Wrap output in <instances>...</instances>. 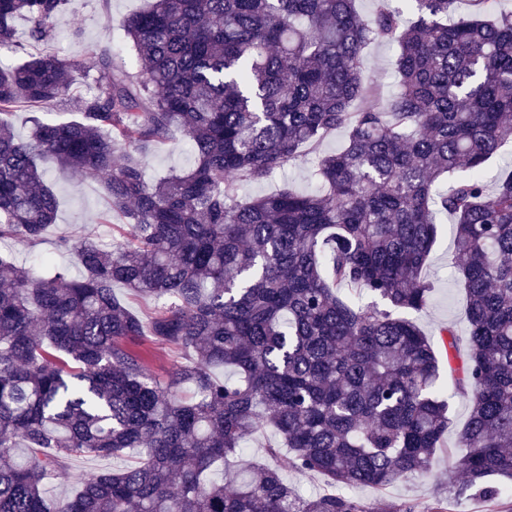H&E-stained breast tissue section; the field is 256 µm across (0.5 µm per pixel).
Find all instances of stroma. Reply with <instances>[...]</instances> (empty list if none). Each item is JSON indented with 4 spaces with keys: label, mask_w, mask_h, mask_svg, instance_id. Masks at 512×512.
I'll list each match as a JSON object with an SVG mask.
<instances>
[{
    "label": "stroma",
    "mask_w": 512,
    "mask_h": 512,
    "mask_svg": "<svg viewBox=\"0 0 512 512\" xmlns=\"http://www.w3.org/2000/svg\"><path fill=\"white\" fill-rule=\"evenodd\" d=\"M149 0H110L108 9H101L99 0H71V4L57 21L58 37L53 44L54 52L63 60L80 61L97 48H111L116 59L129 54L124 34L126 18L144 8ZM81 27V35H74V27ZM397 48L394 44L383 43L371 46L366 51L365 66L371 80L379 86L384 96H391L398 90V79L394 70ZM342 133H334L325 139L318 149L287 164L272 179L247 185L243 193L260 196L272 193L282 181H290L301 191H313L318 187L312 173L320 154L335 149L342 141ZM195 157L189 142L177 136L152 149L146 157V177L156 181L174 172L190 168ZM47 179L59 199L58 217L44 241L38 247L28 248L20 243H5V250L11 251L20 263L42 274L58 262L68 267L71 275L82 274L78 260L69 254L55 251V238L61 233L90 234L103 241L119 237V221L104 222L109 209L108 198L102 180H92L80 173L48 165ZM453 227L450 220H443L438 226L437 242L425 271V278L432 286L431 299L425 312L417 317L421 330L430 336L435 344H442L440 330L452 326L459 335H466L468 322L465 315V295L460 283L452 275L449 262L452 258ZM450 452L441 449L432 472L400 480L384 490L371 487L352 489L354 497L376 504L378 512H387L391 503L412 502L419 506L428 505L439 480L444 479Z\"/></svg>",
    "instance_id": "obj_1"
}]
</instances>
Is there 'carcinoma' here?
<instances>
[{
  "label": "carcinoma",
  "instance_id": "1",
  "mask_svg": "<svg viewBox=\"0 0 512 512\" xmlns=\"http://www.w3.org/2000/svg\"><path fill=\"white\" fill-rule=\"evenodd\" d=\"M69 2L0 0V52L24 55L0 64V241L36 247L56 224L46 157L105 178L124 234L57 237L78 279L0 255V512H375L349 490L431 471L450 395L470 411L427 512L469 491L512 512L493 483L512 486V172L487 181L512 142V12L151 0L125 21L133 72L108 48L71 63L27 51L55 40ZM379 42L398 47L389 99L365 70ZM74 70L91 79L76 117L33 115L16 136L5 117L17 108L70 109ZM337 130L342 145L314 169L320 191L240 198ZM175 131L194 165L147 182V152ZM448 215L469 330L441 329L461 358L445 382L409 314L429 304L423 270ZM143 336L187 363L151 376L131 347ZM267 429V461L214 477ZM113 456L130 464L48 497L72 458ZM288 471L328 490L303 497Z\"/></svg>",
  "mask_w": 512,
  "mask_h": 512
}]
</instances>
